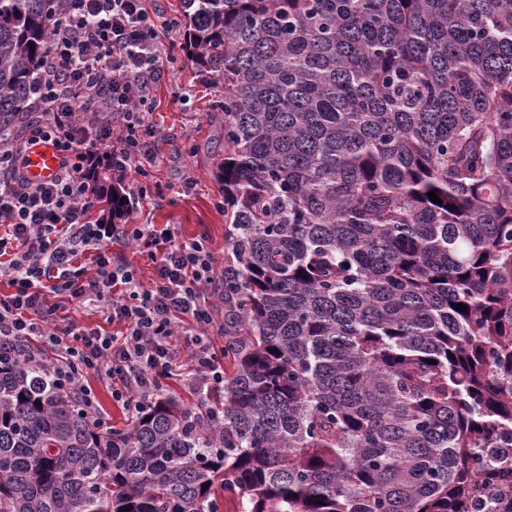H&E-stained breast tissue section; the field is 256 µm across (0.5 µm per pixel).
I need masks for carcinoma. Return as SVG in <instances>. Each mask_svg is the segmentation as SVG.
I'll use <instances>...</instances> for the list:
<instances>
[{
  "label": "carcinoma",
  "mask_w": 512,
  "mask_h": 512,
  "mask_svg": "<svg viewBox=\"0 0 512 512\" xmlns=\"http://www.w3.org/2000/svg\"><path fill=\"white\" fill-rule=\"evenodd\" d=\"M63 5L0 0L6 140ZM183 17L224 83V393L114 428L1 360L0 512H512V0Z\"/></svg>",
  "instance_id": "cac0c4a2"
}]
</instances>
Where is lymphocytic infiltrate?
<instances>
[{
  "mask_svg": "<svg viewBox=\"0 0 512 512\" xmlns=\"http://www.w3.org/2000/svg\"><path fill=\"white\" fill-rule=\"evenodd\" d=\"M51 37L38 63L33 102L40 114L22 141L0 144V352L33 361L30 347L53 352L51 372L99 418L96 373L127 416L158 398L165 381L191 388L199 405L224 386V365L210 334L207 286L216 259L205 238L180 239L172 224H101L96 165L148 176L156 130L142 106L160 75L157 17L143 0H67L49 18ZM121 134H113V121ZM49 143L61 158L55 177L34 182L29 152ZM135 246L154 267L143 283L130 263L112 257L114 243ZM92 256L96 272L82 264ZM106 314V324L66 320V303Z\"/></svg>",
  "mask_w": 512,
  "mask_h": 512,
  "instance_id": "lymphocytic-infiltrate-1",
  "label": "lymphocytic infiltrate"
}]
</instances>
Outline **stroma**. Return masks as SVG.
Here are the masks:
<instances>
[{
    "instance_id": "stroma-1",
    "label": "stroma",
    "mask_w": 512,
    "mask_h": 512,
    "mask_svg": "<svg viewBox=\"0 0 512 512\" xmlns=\"http://www.w3.org/2000/svg\"><path fill=\"white\" fill-rule=\"evenodd\" d=\"M163 73L150 91L145 109L156 127L151 147L155 164L149 183L159 184L163 198L147 197L132 214L137 224H173L182 238L206 237L216 260H223L224 190L215 176L224 161V114L215 107L224 86L199 73L180 50L182 28L158 32Z\"/></svg>"
}]
</instances>
